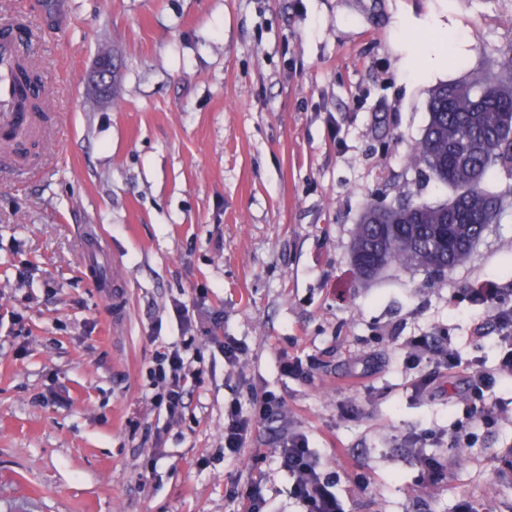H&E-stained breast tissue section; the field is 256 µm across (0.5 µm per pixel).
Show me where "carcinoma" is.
Segmentation results:
<instances>
[{
    "mask_svg": "<svg viewBox=\"0 0 512 512\" xmlns=\"http://www.w3.org/2000/svg\"><path fill=\"white\" fill-rule=\"evenodd\" d=\"M497 72L442 84L428 102L429 121L407 161L450 188L444 203L408 201L366 205L353 239V259L371 277L391 265L443 271L461 263L480 239L484 225L474 218L500 210L501 197L485 184L489 172L512 170V51L495 63ZM23 90L18 106L45 113L42 83L31 66L19 70Z\"/></svg>",
    "mask_w": 512,
    "mask_h": 512,
    "instance_id": "cac0c4a2",
    "label": "carcinoma"
}]
</instances>
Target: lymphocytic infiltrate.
I'll use <instances>...</instances> for the list:
<instances>
[{"mask_svg":"<svg viewBox=\"0 0 512 512\" xmlns=\"http://www.w3.org/2000/svg\"><path fill=\"white\" fill-rule=\"evenodd\" d=\"M471 300L485 308L497 330L489 342L495 354L493 364L477 360L469 367H461L456 350L444 336H413L404 345V359L409 369L418 371L422 365L433 364L448 369L449 373L463 375L466 405L462 418L455 420L448 430V445L452 448L469 447L476 428L495 427L512 418V406L494 394L502 379H512V303L504 301L495 288L477 289L472 292ZM189 348V343L184 342L158 353L156 367L151 372L155 384L161 387L156 401L171 417L182 413L188 386L200 384L204 374L203 368L192 367L187 359ZM282 408V400L268 392L254 398L247 412L237 403L227 405L224 409L225 451L239 454L253 430L280 415ZM273 454L292 477L293 495L305 506L306 512H342L333 484L305 434L291 433Z\"/></svg>","mask_w":512,"mask_h":512,"instance_id":"lymphocytic-infiltrate-1","label":"lymphocytic infiltrate"}]
</instances>
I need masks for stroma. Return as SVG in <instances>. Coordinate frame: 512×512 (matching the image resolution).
<instances>
[{
	"label": "stroma",
	"mask_w": 512,
	"mask_h": 512,
	"mask_svg": "<svg viewBox=\"0 0 512 512\" xmlns=\"http://www.w3.org/2000/svg\"><path fill=\"white\" fill-rule=\"evenodd\" d=\"M20 17L52 124L10 163L0 137V512H238L250 482L267 512H302L271 455L290 428L344 512H512V421L464 450L429 443L444 478L418 484L409 441L461 415L463 386L436 369L417 389L402 349L445 331L467 363L492 337L468 298L512 301V172L494 169L500 219L462 264L365 280L352 263L370 200L447 201L406 157L433 89L512 50V0H0ZM434 20L466 52L426 74L404 45H430ZM187 338L203 382L173 421L149 372ZM263 392L284 414L226 456L225 405Z\"/></svg>",
	"instance_id": "1"
}]
</instances>
